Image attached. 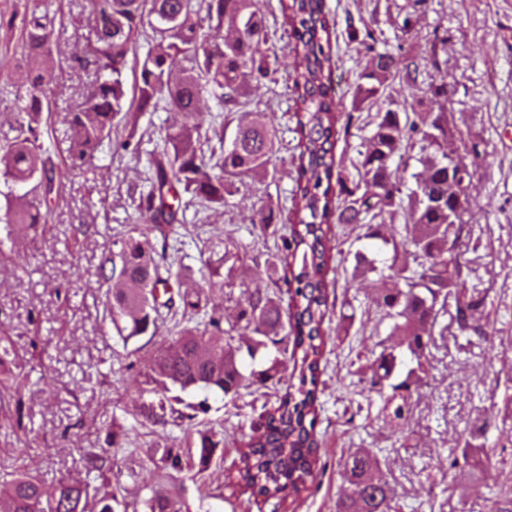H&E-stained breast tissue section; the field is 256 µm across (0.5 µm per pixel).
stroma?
I'll use <instances>...</instances> for the list:
<instances>
[{
    "mask_svg": "<svg viewBox=\"0 0 512 512\" xmlns=\"http://www.w3.org/2000/svg\"><path fill=\"white\" fill-rule=\"evenodd\" d=\"M268 39L263 45L268 78L251 83L245 109L274 115L282 143L273 159L275 175L265 182L240 184L228 204L207 215L194 207L180 213L174 238L188 270L187 282L206 286L200 261L202 242L241 243L258 263L282 245L284 224L255 228L261 200L289 207L297 177V144L292 59L280 0H259ZM337 21L338 57L334 86L338 109L353 115L336 157L349 179H357L358 150L368 136L369 109L353 110L358 75L366 61L360 42L347 27H367L389 45L409 48L428 65L433 39L446 43L438 56L448 85V151L473 176L470 204L463 215L472 225L460 249L464 267L456 292L479 302L475 321L493 343L461 329L456 300L439 317L444 333L432 347L423 386L410 400L406 419H395L393 405L368 390L379 338L389 319L372 301L373 279H353L354 254L363 227L337 228V294L343 311L324 324L326 350L319 384L317 478L308 490L262 501L244 492L240 454L252 426L266 407L278 405L288 390L289 371L274 385L210 400L208 413L181 425L147 421L140 412L144 352L123 344L104 322L107 283L100 272L104 253L117 235L146 225L130 195L146 190L144 172L159 146V130L178 123L177 115L158 109L139 114L135 148L103 147L94 166L71 172L49 217L46 232L16 229L0 246V348L15 364L12 382L0 385V481L15 467L52 487L60 475L87 485L96 501L102 485L84 469L88 452H108L127 501L148 498L157 481V449L173 445L196 455L201 433L223 432L207 472L178 473L183 512H334L348 487L340 460L351 450L369 448L394 488L402 512L433 501L435 512H490L476 483L512 489V0H326ZM411 33H403L404 18ZM22 52L19 31L0 30V139L13 136V117L25 82L15 61ZM86 83L83 71L62 63L52 90L59 108L55 128L65 130L66 107L78 101ZM265 274L247 273L221 288L209 289L208 308L231 319L242 293L269 288ZM496 456L494 469H452L449 449L464 437Z\"/></svg>",
    "mask_w": 512,
    "mask_h": 512,
    "instance_id": "obj_1",
    "label": "stroma"
}]
</instances>
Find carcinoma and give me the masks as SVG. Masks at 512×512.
I'll list each match as a JSON object with an SVG mask.
<instances>
[{
    "label": "carcinoma",
    "instance_id": "obj_1",
    "mask_svg": "<svg viewBox=\"0 0 512 512\" xmlns=\"http://www.w3.org/2000/svg\"><path fill=\"white\" fill-rule=\"evenodd\" d=\"M91 17L89 51L75 63L92 68L93 80L82 101L67 110L68 146L57 144L50 125L57 103L51 84L55 54L65 31L63 4L50 9L33 0L22 17L0 14V29L21 24L27 73V91L15 118L16 135L0 141V223L34 228L47 223L51 203L59 198L65 171L90 164L104 141L119 135L123 112H151L159 104L180 111L181 123L165 132L161 152L150 160V188L139 194L137 209L150 214L153 224L120 237V263L108 254L102 268L110 271L107 315L112 330L123 341L145 340L144 392L156 398L147 419L177 424L208 412L209 398L235 396L243 389L260 388L280 373L282 360L293 361L290 392L278 406L262 414L264 422L252 428L240 470L245 488L267 500L285 486L298 492L313 481L317 470L315 427L319 407V378L324 356V323L329 313L327 273L334 260L332 223L368 224L367 243L354 255L353 276L378 274L376 307L391 320L394 342L382 346L369 381V392L402 403L394 409L404 417L412 389L425 372L426 350L436 344L435 326L445 310L450 288L462 272L457 256L448 252V240L470 234L462 216L454 212L448 182L471 190L468 170L458 171L448 160V85L429 84L430 97L401 112H377L372 129L360 144L359 178L348 181L335 148L348 132L353 115L337 111L332 84L331 38L336 20L326 12L325 0H290L288 23L293 42L292 80L300 107L295 112L302 134L299 174L293 196V224L283 238L279 262L266 266L272 280L283 269L287 306L274 292L256 290L236 302V321L223 327V318L199 322L203 288L178 290L183 321L176 337L159 344L156 336L165 323L159 286L186 278L159 253L151 239L155 231L177 220L181 194L201 205H225L249 179L263 182L271 174L279 151L278 129L262 112H245L237 119L231 138L227 127L215 123L202 128L199 102L207 95L232 113L246 97L251 80L269 75L261 55L267 31L256 0H85ZM153 31V45L139 64L133 91L126 72L134 53L135 36L144 26ZM224 30V39H208L204 28ZM378 39L369 28L361 44L370 60L360 72L355 104L385 95L390 82H417L420 63L403 46L394 53L377 50ZM191 61L178 69L176 59ZM419 148L420 170L411 174L412 187L402 193L395 160ZM272 199L262 202L253 224L264 230L274 223ZM389 213L402 218L400 237L387 236L375 220ZM413 247L423 259L421 270L407 272L401 254ZM241 246L224 254L211 250L204 260L209 287L222 288L244 271L247 254ZM390 271L385 275L384 271ZM479 307L473 299H457L460 325ZM221 441L203 434L196 457L186 460L179 448L162 449L164 474L159 488L141 508L123 512H181L178 492L169 482L184 468L209 469ZM348 488L336 501V512H400L394 489L376 473L379 463L364 448L341 461ZM0 512H88L87 490L62 476L52 496L44 495L36 476L23 470L0 484Z\"/></svg>",
    "mask_w": 512,
    "mask_h": 512
}]
</instances>
